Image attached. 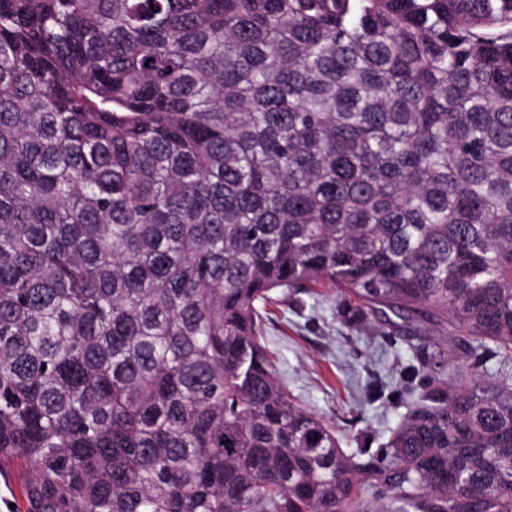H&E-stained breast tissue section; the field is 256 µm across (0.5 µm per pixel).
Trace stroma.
I'll use <instances>...</instances> for the list:
<instances>
[{
  "instance_id": "obj_1",
  "label": "stroma",
  "mask_w": 512,
  "mask_h": 512,
  "mask_svg": "<svg viewBox=\"0 0 512 512\" xmlns=\"http://www.w3.org/2000/svg\"><path fill=\"white\" fill-rule=\"evenodd\" d=\"M265 344L289 396L342 442L365 430L387 441L406 411L401 371L414 351L401 333L348 327L336 319V292L299 294L266 314Z\"/></svg>"
}]
</instances>
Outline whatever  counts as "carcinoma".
I'll return each instance as SVG.
<instances>
[{"label": "carcinoma", "instance_id": "1", "mask_svg": "<svg viewBox=\"0 0 512 512\" xmlns=\"http://www.w3.org/2000/svg\"><path fill=\"white\" fill-rule=\"evenodd\" d=\"M325 285L416 340L374 451L262 344ZM5 458L28 512H512V0H0Z\"/></svg>", "mask_w": 512, "mask_h": 512}]
</instances>
